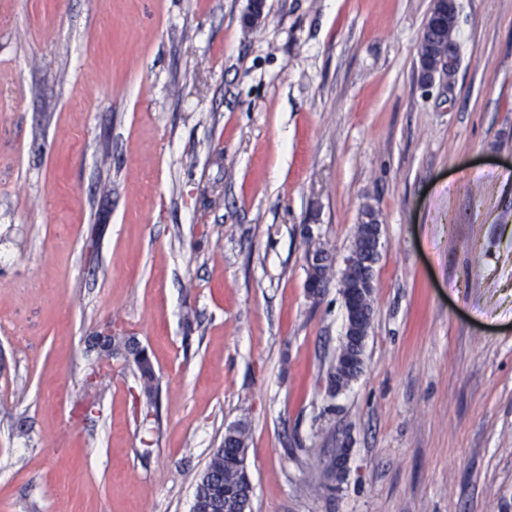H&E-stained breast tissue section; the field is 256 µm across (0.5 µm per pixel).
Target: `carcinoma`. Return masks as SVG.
Returning <instances> with one entry per match:
<instances>
[{"label":"carcinoma","mask_w":512,"mask_h":512,"mask_svg":"<svg viewBox=\"0 0 512 512\" xmlns=\"http://www.w3.org/2000/svg\"><path fill=\"white\" fill-rule=\"evenodd\" d=\"M121 360L132 368L139 382V395L146 406L144 418H158L160 383L150 354L131 348L122 336L112 339V348L86 374L84 387L88 398L81 406H95L99 396L106 390L104 380L108 374L100 369L112 368V361ZM248 429L244 423L230 426L224 433L219 448L213 450L204 469L198 474L192 502L209 499L217 504L220 512H252L253 490L248 468L229 463V455L244 453L248 449Z\"/></svg>","instance_id":"obj_1"}]
</instances>
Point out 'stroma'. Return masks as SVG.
Wrapping results in <instances>:
<instances>
[{"mask_svg": "<svg viewBox=\"0 0 512 512\" xmlns=\"http://www.w3.org/2000/svg\"><path fill=\"white\" fill-rule=\"evenodd\" d=\"M0 0V512H190L226 428L254 512H512V0ZM382 224L363 374L337 284ZM97 246H90V238ZM152 353L160 419L91 336ZM152 439L143 456L144 439ZM349 475L323 488L330 449ZM426 16L423 32L436 31L434 42L421 39L418 47L419 78L423 85H432L438 78L444 82L453 76L455 49L453 34L456 29V13L448 11L446 0H432ZM303 235L309 243L306 261L311 272L304 288L308 298L318 300L324 295L332 279L334 260L319 239L315 238L311 225H304Z\"/></svg>", "mask_w": 512, "mask_h": 512, "instance_id": "35a3bbf8", "label": "stroma"}]
</instances>
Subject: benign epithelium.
<instances>
[{"mask_svg": "<svg viewBox=\"0 0 512 512\" xmlns=\"http://www.w3.org/2000/svg\"><path fill=\"white\" fill-rule=\"evenodd\" d=\"M447 0H432L423 30L438 33L434 41L421 40L418 47L419 78L429 86L453 76L455 49L453 34L456 29V13L446 9ZM265 0H248L244 16L247 27L256 26L263 17ZM309 243L306 261L310 270L304 288L308 298L320 299L333 276L334 260L329 251L315 238L311 225L303 228ZM381 224L376 211L368 207L362 213L354 229V245L345 259V266L338 280L339 293L345 311L343 344L338 355L340 367L346 372L361 369L360 352L370 333L373 318L372 294L375 266L380 258Z\"/></svg>", "mask_w": 512, "mask_h": 512, "instance_id": "7a95c632", "label": "benign epithelium"}]
</instances>
